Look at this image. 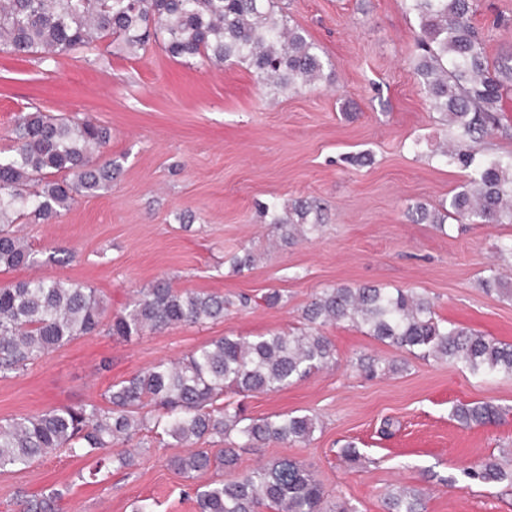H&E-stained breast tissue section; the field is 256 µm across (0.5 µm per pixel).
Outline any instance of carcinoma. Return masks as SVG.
Segmentation results:
<instances>
[{"instance_id": "1", "label": "carcinoma", "mask_w": 512, "mask_h": 512, "mask_svg": "<svg viewBox=\"0 0 512 512\" xmlns=\"http://www.w3.org/2000/svg\"><path fill=\"white\" fill-rule=\"evenodd\" d=\"M418 20L415 72L421 90L444 125L456 131L453 143L439 142L432 156L470 170L468 180L430 210L411 208L412 220L445 232V221L512 224V153L483 147L497 131L512 134L500 119V80L486 53L485 40L470 23L473 0H405ZM135 55L150 42L185 60L217 64L246 62L264 88L278 93L300 90L321 80L324 64L304 31L278 13L277 0H0V53L40 54L45 58L87 54L103 42ZM110 132L86 118H54L38 110L15 121L11 145L0 149V268L38 263L14 225L29 215L48 220L70 209L81 196L112 188L120 171L94 156ZM317 198L292 203L272 200L261 208L264 223L284 242L313 240L323 224ZM236 300L180 293L159 282L139 291L133 304L114 315L108 333L131 340L147 331L178 325H203L224 318ZM104 310L95 290L41 277L0 287V378L28 369L78 336L95 333ZM307 328L254 336H222L175 363L161 361L104 393L107 406L55 407L0 421V471L24 469L64 450L74 459L94 460L88 478L103 471L129 469L135 456L112 448L142 430L177 444L214 437L226 448H202L181 456L174 467L192 477L211 467L231 468L238 448L259 443L295 444L310 439L316 420L307 414H277L253 419L231 393L273 392L287 387L335 358L320 328L348 322L378 341L422 357L463 364L473 375L512 376V344L439 321L431 300L411 289L327 286L303 310ZM374 378L394 365L358 360ZM490 404H459L452 417L464 425L500 420ZM474 481L512 484V471L488 460L466 469ZM197 512H325V492L303 462L283 456L230 481L193 487ZM62 493L48 489L20 493L17 512H59ZM387 512H424L419 494L401 488L386 501Z\"/></svg>"}]
</instances>
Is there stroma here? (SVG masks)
Segmentation results:
<instances>
[{"label":"stroma","instance_id":"stroma-1","mask_svg":"<svg viewBox=\"0 0 512 512\" xmlns=\"http://www.w3.org/2000/svg\"><path fill=\"white\" fill-rule=\"evenodd\" d=\"M325 63L326 80L281 96L259 87L244 63L175 59L160 48L131 56L102 47L100 56L46 60L0 54V146L30 107L88 118L111 131L102 156L122 170L111 191L82 196L61 216L22 223L41 263L0 271V286L29 277L95 288L106 315L157 281L181 292L224 297L284 296L274 307L233 308L202 326H174L126 342L106 330L77 337L20 375L0 379V420L85 403L103 404L110 384L176 361L221 336H258L302 328V312L329 285L414 289L446 320L512 344V297L479 285L489 264L512 281V263L493 246L512 224H458L439 232L408 220V206L440 207L468 172L429 158L447 131L414 74L418 21L404 0H279ZM472 24L491 65L512 67V0H476ZM420 140L412 151V140ZM368 151L353 166L347 154ZM315 197L324 227L314 241H273L258 214L270 198ZM76 252L48 261L52 247ZM249 248L254 266L233 272L229 259ZM333 364L275 392L246 398L255 418L312 414L306 443L270 442L239 449L236 470L198 480H231L236 471L288 456L307 464L328 502L356 512H384L400 487L420 492L425 512H512V484L487 486L467 468L492 459L512 469V377L483 381L457 363L425 360L385 345L348 323L323 327ZM361 357L401 370L369 379ZM489 403L497 423L465 426L457 404ZM389 434H382L384 421ZM130 477L80 478L83 461L55 452L20 471L0 472V512L18 491L65 489L63 512H133L150 497L157 512H196L183 474L170 465L185 447L142 433ZM360 454L343 456L346 445Z\"/></svg>","mask_w":512,"mask_h":512}]
</instances>
